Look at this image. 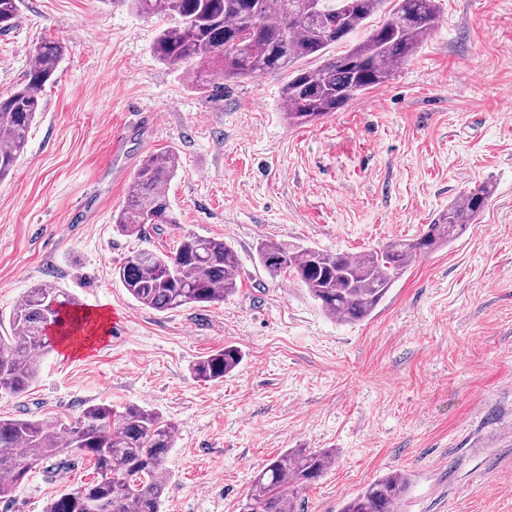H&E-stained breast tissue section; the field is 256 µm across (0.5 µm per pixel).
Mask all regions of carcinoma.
Returning <instances> with one entry per match:
<instances>
[{"instance_id": "obj_1", "label": "carcinoma", "mask_w": 512, "mask_h": 512, "mask_svg": "<svg viewBox=\"0 0 512 512\" xmlns=\"http://www.w3.org/2000/svg\"><path fill=\"white\" fill-rule=\"evenodd\" d=\"M139 13L155 16L162 28L152 46L161 62L185 65V75L201 89L210 77L224 81L289 71L282 89L288 125L302 127L336 112L366 91L386 83L417 52L440 18L439 0H394L387 18L364 40L327 58L336 43L330 24L350 38L383 11L386 0H131ZM19 0H0V30L12 25ZM65 54L55 41L35 49V62L20 87L0 93V179L26 148L40 112V92ZM321 61L313 68L297 63ZM346 90V101L336 92ZM178 170L175 153L148 156L130 182L126 205L115 225L126 235L147 224H175L168 184ZM493 194L482 184L448 206L414 240L397 239L359 255L318 247L291 248L267 241L259 262L273 276L286 274L305 287L321 309L346 323L361 322L376 310L416 257H426L457 239L473 224ZM239 260L222 240L187 235L175 251L138 250L116 269L123 287L144 307L165 312L189 304H215L237 291ZM76 305L65 288L40 284L28 289L13 311L11 334L0 336V392L20 395L36 381L39 354L49 350L48 325ZM243 351L227 344L199 359L194 376L213 381L238 369ZM176 426L137 404L124 410L97 403L71 425L49 420L0 418V498L10 495L33 469L73 451L93 463L97 477L53 499L45 512H160L168 485L165 460ZM336 462V453L290 448L252 480L238 512H293L295 501ZM408 486L391 471L347 498L341 512H394Z\"/></svg>"}]
</instances>
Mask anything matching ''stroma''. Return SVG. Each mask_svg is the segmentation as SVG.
Wrapping results in <instances>:
<instances>
[{"instance_id":"stroma-1","label":"stroma","mask_w":512,"mask_h":512,"mask_svg":"<svg viewBox=\"0 0 512 512\" xmlns=\"http://www.w3.org/2000/svg\"><path fill=\"white\" fill-rule=\"evenodd\" d=\"M440 3L436 29L385 85L291 127L287 72L199 90L156 60L160 22L128 0H22L0 31V91L23 81L42 41L68 52L0 180V335L42 283L123 323L90 351L43 354L35 385L0 393V417L70 424L100 402L158 412L177 427L161 512H237L289 448L336 452L298 512H338L390 470L409 478L400 512H512V0ZM162 149L179 159L177 221L123 235L112 218ZM483 182L494 193L477 223L411 264L364 321L330 319L258 260L265 241L360 253L416 238ZM188 234L237 251V293L165 312L137 303L115 274L123 258ZM227 344L241 366L196 379L193 364ZM92 477L86 460L61 476L44 464L0 512H44Z\"/></svg>"}]
</instances>
